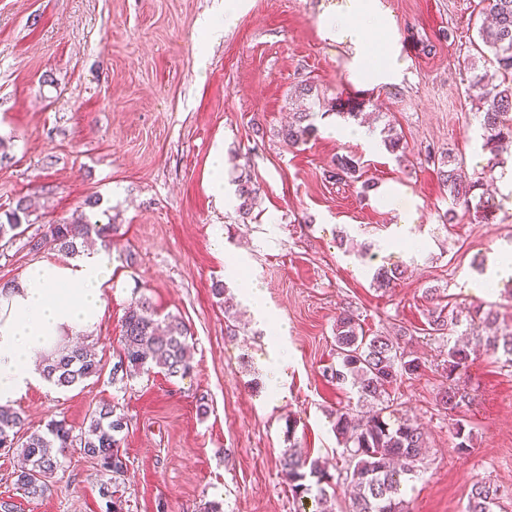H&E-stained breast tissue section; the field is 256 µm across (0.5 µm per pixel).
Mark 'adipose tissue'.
<instances>
[{"mask_svg": "<svg viewBox=\"0 0 512 512\" xmlns=\"http://www.w3.org/2000/svg\"><path fill=\"white\" fill-rule=\"evenodd\" d=\"M385 17L381 0H341L323 26L348 41L355 62L366 56L365 34ZM112 290L107 251L81 253L67 261L41 260L0 289V404L20 398L43 381L39 359L61 337L90 334L104 315Z\"/></svg>", "mask_w": 512, "mask_h": 512, "instance_id": "ef3b65f1", "label": "adipose tissue"}]
</instances>
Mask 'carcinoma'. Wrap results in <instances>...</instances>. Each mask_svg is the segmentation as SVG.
<instances>
[{
  "label": "carcinoma",
  "mask_w": 512,
  "mask_h": 512,
  "mask_svg": "<svg viewBox=\"0 0 512 512\" xmlns=\"http://www.w3.org/2000/svg\"><path fill=\"white\" fill-rule=\"evenodd\" d=\"M491 22L482 24L478 35L491 53L488 59L494 72L475 75L471 87L478 91L479 122L483 129V148L492 155L491 167L499 164L498 156L504 146L512 143V0H488L486 6ZM309 107L294 113L293 121L281 129L282 139L295 147L310 140L317 131ZM360 165L348 155H336L330 177L352 182L360 178ZM440 180L456 202H462L464 212L476 219H488L494 205L477 193L483 186V177H469L462 168L450 166L439 171ZM236 196L241 200L239 212L251 215L259 187L249 174L236 180ZM27 212L26 200L19 199L8 223L0 224V239L21 227L20 215ZM117 230L114 224H86L82 221L48 225L44 235L31 244V250L42 249L45 242L58 250L75 255L91 236L99 239L111 237ZM399 267L381 266L375 269L372 280L380 288H388L401 278ZM496 321L492 310L477 306L469 319L462 320L449 305L428 310L429 331L446 339L448 363V389L439 399V406L453 416L465 405L466 395L454 384L455 376L471 359V349L459 342H451L460 327L471 334L486 350L499 355L502 366L512 367V331L484 336L479 328ZM188 328L182 318L169 316L159 326L155 311L148 299L133 302L122 321V334L117 361L112 366V380L133 378L160 367L169 377H182L190 370L187 351ZM336 367L325 376L336 384L348 385L357 395V404L368 406L366 414H356L347 404L329 413L332 429L341 454L348 458L350 483L356 489L349 512H404L403 500L398 497L402 477L418 475L429 448L422 427L394 408L390 390L397 380L419 374L424 363L409 355L396 336H369L360 324L359 315L342 309L334 326ZM103 370L101 359L85 346L61 348L45 359L44 378L59 388H68ZM22 428V419L8 405H0V447L12 446ZM127 428L124 414L116 406L106 403L89 415V424L76 434L63 420L48 424L44 433L33 432L21 443L24 466L16 475V489L28 498L42 497L50 492L52 479L62 466L61 458L67 449L78 447L82 454L95 461L106 476L100 484L99 495L106 500L112 512H123L121 499L113 497L112 487L127 471L120 451L121 433ZM282 472L288 479L293 496L301 498L317 491L326 499L323 484L328 474L320 460L302 457L292 450L282 454ZM500 487L489 481L477 480L467 496L465 512H494L500 506Z\"/></svg>",
  "instance_id": "obj_1"
}]
</instances>
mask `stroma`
<instances>
[{"mask_svg":"<svg viewBox=\"0 0 512 512\" xmlns=\"http://www.w3.org/2000/svg\"><path fill=\"white\" fill-rule=\"evenodd\" d=\"M218 2L0 0V222L18 199L29 205L23 235L0 241V286L33 262L64 260L54 246H25L47 225L118 227L109 245L112 292L87 338L104 369L13 401L23 431L53 420L81 430L92 409L116 405L128 424L123 512H204L211 501L224 512H319L313 496L293 497L281 471L293 442L324 462L329 503H348L347 464L327 413L352 392L324 372L336 363V316L349 308L367 335L404 334L407 351L425 364L392 389L430 448L402 494L405 512H464L471 484L482 479L512 489V368L481 348L461 371L472 442L458 452L438 406L446 355L427 324L433 288L462 313L494 303L497 328L512 330V273L486 295L474 289L512 254V188L493 172L494 219L446 221L452 199L428 159L450 157L476 177L490 158L469 98L472 75L485 69L481 0H382L402 65L382 85L358 76L352 47L322 28L337 0H244L236 24L199 49L198 23ZM304 83L337 108L316 117L307 144L291 147L279 132ZM390 124L407 145L403 157L382 143ZM359 127L364 137H353ZM219 144L227 181L220 203L207 187ZM339 154L359 160L369 191L328 178ZM243 173L259 186L245 220L233 184ZM384 188L412 223L383 205ZM364 243L362 257L356 247ZM241 256L245 268L230 272L229 259ZM383 265L406 273L376 288L372 275ZM246 281L262 288L288 328L281 401L261 386L268 330L241 299ZM142 297L158 318L177 315L188 325L187 376L156 367L113 381L123 317ZM19 464V448H0V500L16 512H107L100 469L78 449L67 450L54 490L40 498L16 489Z\"/></svg>","mask_w":512,"mask_h":512,"instance_id":"stroma-1","label":"stroma"}]
</instances>
